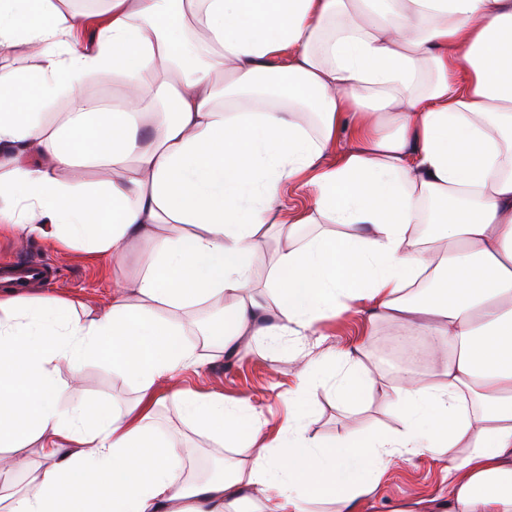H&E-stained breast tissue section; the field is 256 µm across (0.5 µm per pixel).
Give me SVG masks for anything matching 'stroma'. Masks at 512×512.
<instances>
[{
  "label": "stroma",
  "mask_w": 512,
  "mask_h": 512,
  "mask_svg": "<svg viewBox=\"0 0 512 512\" xmlns=\"http://www.w3.org/2000/svg\"><path fill=\"white\" fill-rule=\"evenodd\" d=\"M29 252L35 258L61 267L63 281L54 287L36 281L32 293L47 296L83 298L92 303H106L112 297L116 281L131 278L149 260V246L134 243L122 267L111 259H93L78 250L62 251L38 238H22L4 232L0 234V262L9 261ZM376 334L371 344H364L368 329ZM325 340L309 336L303 340L288 339L278 351H270L264 339L252 341L249 349L231 357L213 353L199 371H185L173 379L161 380L157 388L159 403L155 408L154 426L158 433L174 435L185 447L194 451L192 466L203 470L214 465L223 451L207 435L197 432L180 413L173 396L181 389L223 395L225 401L249 400L267 421L268 435L287 430L288 415L293 405L299 350H306L310 359L317 360L339 351L365 345L364 360L391 372L394 364L377 359L376 352L393 334L392 325L369 323L363 312H349L325 321ZM138 394L132 383L114 372L106 361H88L80 379L70 391L71 400H95L109 405H129ZM312 435L324 442L340 436L367 433L374 429H395L399 426V408L381 394H374L366 404L352 406L340 402L333 389H322L313 413L306 421ZM448 485L447 457L417 456L395 460L385 471L366 512H407L416 501H430L446 495Z\"/></svg>",
  "instance_id": "obj_1"
}]
</instances>
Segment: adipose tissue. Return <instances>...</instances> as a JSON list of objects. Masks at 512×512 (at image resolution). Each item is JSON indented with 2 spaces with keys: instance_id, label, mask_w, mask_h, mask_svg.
Instances as JSON below:
<instances>
[{
  "instance_id": "adipose-tissue-1",
  "label": "adipose tissue",
  "mask_w": 512,
  "mask_h": 512,
  "mask_svg": "<svg viewBox=\"0 0 512 512\" xmlns=\"http://www.w3.org/2000/svg\"><path fill=\"white\" fill-rule=\"evenodd\" d=\"M103 16L85 46L86 13L0 0V53L40 60L0 67V226L118 266L150 247L104 306L0 290V512H308L314 495L362 512L394 459L425 454L448 458V512H512V0H105ZM90 74L120 107L88 105ZM343 129L353 146L329 160ZM287 185L311 205L287 211ZM199 306L223 352L358 308L447 360L389 378L353 352L302 363L305 406L330 384L400 407L399 430L330 444L298 421L265 440L247 400L178 392L198 428L249 441L203 477L151 424L157 381L204 361L183 340ZM94 358L134 405L64 404L60 365Z\"/></svg>"
}]
</instances>
